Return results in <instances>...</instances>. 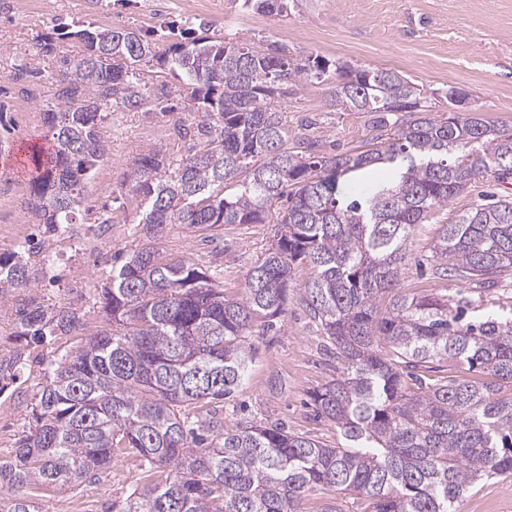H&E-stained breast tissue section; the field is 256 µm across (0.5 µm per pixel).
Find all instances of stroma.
I'll use <instances>...</instances> for the list:
<instances>
[{
    "label": "stroma",
    "mask_w": 512,
    "mask_h": 512,
    "mask_svg": "<svg viewBox=\"0 0 512 512\" xmlns=\"http://www.w3.org/2000/svg\"><path fill=\"white\" fill-rule=\"evenodd\" d=\"M61 22L142 32L164 22L194 29L210 24L228 34L284 44L297 58L312 54L333 63L398 71L424 87L436 115L449 112L448 87L460 88L469 107L512 129V0H294L293 7L272 16L246 8L243 0H0V102L5 105L0 141L9 157L0 164V254L10 253L17 237L33 229L23 168L30 163L32 146L46 142L41 117L46 90L15 81L13 75L22 66L46 76L55 71L56 59L46 52L44 41ZM334 86L331 79L307 83L283 100L289 127L313 117L318 124L312 134L326 152L372 148L373 115L329 111ZM184 118L181 111L163 115L126 110L110 116L101 129L105 161L86 194L92 218L111 203L112 188L146 148L161 143L171 154L182 153L173 127ZM483 192L512 197V178L504 183L490 177L478 181L430 223L416 228L399 275L401 293L446 298L457 292L458 282L433 275L427 258L440 225L451 222ZM137 221L131 209L123 224L100 228L91 219L78 225L74 240L50 244L53 262L44 268L37 288L16 289L0 301V355L21 351L29 357L25 372L0 382V457L11 454L16 438L28 427L41 360L77 343L67 336L39 344L17 335L18 304L33 296L50 305L92 308L93 290L109 277L113 258H124L143 244ZM276 230L273 223L232 225L210 239L205 232L191 233L174 224L166 229L162 247L169 258L223 270L225 295L237 297ZM310 276L309 266L295 269L287 314L255 337L256 355L245 383L224 405L225 429H235L247 417L331 447L341 445L335 426L318 418L310 401L311 392L338 373L335 358L322 353L321 338L298 301ZM144 481L133 460L120 457L100 481L73 493H44L35 502L39 512H106ZM458 512H512V477L485 481L463 496Z\"/></svg>",
    "instance_id": "obj_1"
}]
</instances>
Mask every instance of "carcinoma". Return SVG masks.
I'll return each instance as SVG.
<instances>
[{
  "instance_id": "cac0c4a2",
  "label": "carcinoma",
  "mask_w": 512,
  "mask_h": 512,
  "mask_svg": "<svg viewBox=\"0 0 512 512\" xmlns=\"http://www.w3.org/2000/svg\"><path fill=\"white\" fill-rule=\"evenodd\" d=\"M268 14L286 0H244ZM83 50L61 53L42 104L49 151L33 152L29 205L43 234L74 237L86 185L104 160L101 127L119 109L194 115L174 127L184 153L139 155L99 224L135 207L142 247L112 266L95 289L100 329L89 312L35 298L17 311V332L36 342L84 335L42 362L32 425L0 459V512H37L44 489L72 491L100 478L120 456L165 479L135 488L108 512H300L313 488L359 494L371 512H457L480 483L512 475V311L466 319L480 305L397 292L415 228L494 173L512 177V130L469 109L435 117L420 85L399 72L298 60L277 42L178 37L159 52L124 28L71 32ZM174 73L172 91L145 66ZM336 73L335 112L377 113V146L321 152L294 131L279 102L303 83ZM389 164L361 195L348 181ZM287 206L271 246L247 273L241 296H224L221 271L162 256L168 225L196 232L264 224ZM43 240L28 237L0 255V300L37 281ZM435 273L492 288L512 271V198L478 199L441 231ZM312 269L299 301L340 372L311 393L318 417L345 444L331 448L285 427L244 421L224 429L223 402L243 386L250 338L288 311L291 273ZM391 294L388 306L379 304ZM463 368L435 383L433 364ZM28 366L0 358V380Z\"/></svg>"
}]
</instances>
